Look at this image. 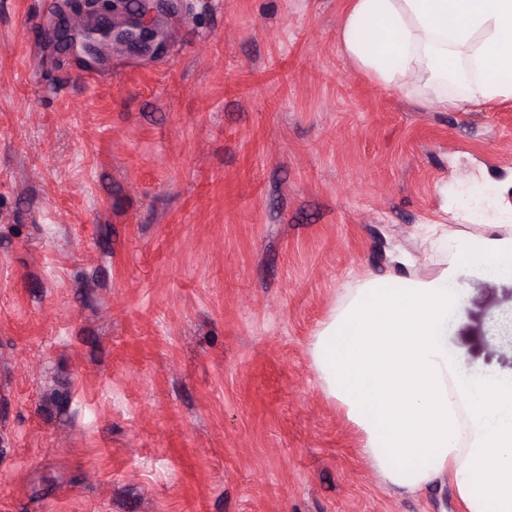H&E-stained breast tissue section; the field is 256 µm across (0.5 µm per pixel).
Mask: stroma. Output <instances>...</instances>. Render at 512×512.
<instances>
[{"label":"stroma","mask_w":512,"mask_h":512,"mask_svg":"<svg viewBox=\"0 0 512 512\" xmlns=\"http://www.w3.org/2000/svg\"><path fill=\"white\" fill-rule=\"evenodd\" d=\"M346 0H164L94 78L0 0V512H463L387 485L321 387L348 290L447 260L512 182V98L427 110L340 43ZM448 322L512 374V281Z\"/></svg>","instance_id":"obj_1"}]
</instances>
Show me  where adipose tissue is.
Listing matches in <instances>:
<instances>
[{
	"label": "adipose tissue",
	"instance_id": "obj_1",
	"mask_svg": "<svg viewBox=\"0 0 512 512\" xmlns=\"http://www.w3.org/2000/svg\"><path fill=\"white\" fill-rule=\"evenodd\" d=\"M340 42L426 108L512 98V0H348ZM441 246L451 262L435 277L351 292L310 355L383 481L413 493L449 473L467 512H512V379L462 377L448 345L462 279L512 277V225L447 231Z\"/></svg>",
	"mask_w": 512,
	"mask_h": 512
}]
</instances>
